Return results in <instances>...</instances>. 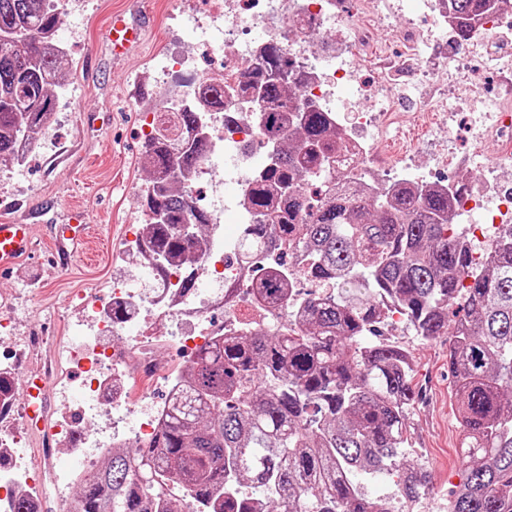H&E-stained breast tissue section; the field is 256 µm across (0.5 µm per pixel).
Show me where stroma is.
<instances>
[{
  "label": "stroma",
  "instance_id": "1",
  "mask_svg": "<svg viewBox=\"0 0 512 512\" xmlns=\"http://www.w3.org/2000/svg\"><path fill=\"white\" fill-rule=\"evenodd\" d=\"M209 10L208 0H60L55 43L65 52L67 90L25 160L0 166V221L29 210L38 242L36 252L0 272V314L10 316L14 335L44 339L36 347L0 342V365L15 362V381L30 371L50 372L55 382L75 380L71 370H49L48 362L69 334L72 296L83 292L106 302L113 275L130 265L129 227L146 219L144 115L161 112L166 88L188 90L199 78L224 73L220 49H209L199 37ZM116 13L149 17L152 33L143 51L113 53L108 30ZM73 211L82 212L92 234L86 253L61 268L54 264L50 228ZM395 339L410 352L417 392L409 414L412 444L404 458L432 474L429 490L408 510L448 512L449 498L466 477L457 459L461 427L450 405L448 339H420L404 321ZM8 424L21 438L27 462L44 478L39 512H59L62 499H75L78 492L77 485L60 489L54 482L66 453L56 448L53 435L30 431L20 407H13Z\"/></svg>",
  "mask_w": 512,
  "mask_h": 512
}]
</instances>
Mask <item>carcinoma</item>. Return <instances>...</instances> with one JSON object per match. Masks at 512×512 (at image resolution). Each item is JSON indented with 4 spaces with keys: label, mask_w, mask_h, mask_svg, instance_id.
<instances>
[{
    "label": "carcinoma",
    "mask_w": 512,
    "mask_h": 512,
    "mask_svg": "<svg viewBox=\"0 0 512 512\" xmlns=\"http://www.w3.org/2000/svg\"><path fill=\"white\" fill-rule=\"evenodd\" d=\"M502 0H450L454 36ZM54 0H0V36L40 29L55 35ZM61 48L25 40L0 43V164L18 162L50 122L64 76ZM300 75L269 45L235 85L259 94L264 144L275 162L258 173L244 205L238 254L277 243L313 249L311 280H333L328 294L297 299L279 253L253 289L270 304L299 309L294 323H257L199 346L182 371V394L148 440L114 448L80 482L76 512H399L425 495L431 475L403 461L415 402L409 351L374 338L388 306L416 336L448 337L452 393L462 427L466 479L448 512H512V224L476 266L448 236L452 199L467 191L398 186L373 194L336 175L344 143L327 110H305ZM224 109V82L200 83L192 99L143 145L146 211L164 220L145 247L161 259L190 250L178 225L209 223L188 211L185 172L205 157L206 140L189 134ZM322 189L309 201L302 186ZM396 476L390 494L369 497L364 480Z\"/></svg>",
    "instance_id": "carcinoma-1"
}]
</instances>
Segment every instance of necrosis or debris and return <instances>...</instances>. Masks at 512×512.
<instances>
[{"label":"necrosis or debris","instance_id":"4bbe7bcc","mask_svg":"<svg viewBox=\"0 0 512 512\" xmlns=\"http://www.w3.org/2000/svg\"><path fill=\"white\" fill-rule=\"evenodd\" d=\"M448 10V0H356L352 11L344 10L340 0H212L211 13L214 21L224 24L225 74L236 76L269 42L279 44L302 77L303 96L321 98L328 104L346 145L345 159L361 169L363 182L374 190L422 180L414 150L385 156L392 125L407 122L416 112H469L475 146L493 137L498 146L483 180L459 197L456 209L462 216L477 214L470 231L487 243L501 225L512 223V188L500 184L501 174L512 173V83L499 82L494 97L476 101L469 86L421 68L413 73L410 86L401 87L391 74L403 68L404 58L386 59L390 77L374 91H366L358 76L360 55L373 48L372 21L394 29L405 43L407 55L421 56L432 46L452 42ZM327 29L335 33L340 50L325 58L317 52L315 37ZM473 45L494 56L499 72H512V10L498 9L479 19ZM224 109L237 113L238 118L231 124L217 122L213 141L223 146L224 168L243 191L251 176L245 146L260 138L262 127L250 104L235 92L226 93ZM141 239V234H133L128 248L142 287H134L137 278L121 276L112 281L108 304L81 300L71 328L72 340L57 350L60 361L79 378L75 386L56 385L54 435L70 454V464L61 474L68 482L84 473L91 458L150 438L165 416L168 397L181 388L179 373L162 370L160 365L158 348L166 344V337L136 334L133 326L171 322L182 331L181 343L197 347L233 328L245 303L258 311L261 320L279 325L288 320L287 309L265 304L251 293L256 280L253 264L226 260L221 221H214L208 232L199 234L191 268L174 263L161 277L154 274L156 253L141 247ZM189 273L204 284L194 301L180 293ZM116 307L124 308L125 316L115 317L112 310ZM217 309L224 312L220 327L211 320ZM120 336L127 341L122 354L108 343L109 338ZM129 355L137 358L139 369L156 373L166 400L149 393L132 396L128 387L131 373L125 366ZM20 444L15 434L0 432V454L14 461L11 474L0 476V512H5L17 492L34 499L40 495V482L24 466Z\"/></svg>","mask_w":512,"mask_h":512}]
</instances>
